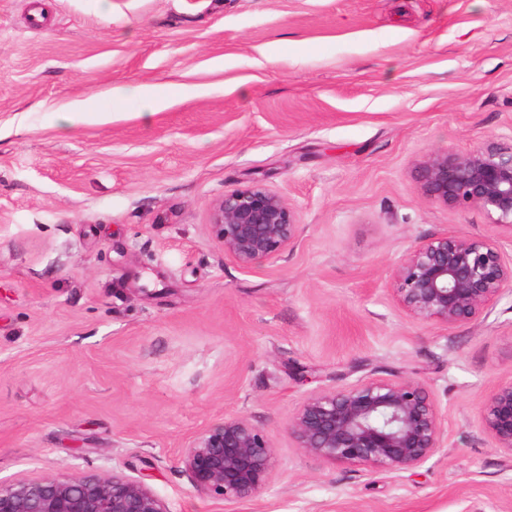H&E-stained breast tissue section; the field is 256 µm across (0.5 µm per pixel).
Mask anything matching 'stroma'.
<instances>
[{
	"label": "stroma",
	"instance_id": "35a3bbf8",
	"mask_svg": "<svg viewBox=\"0 0 512 512\" xmlns=\"http://www.w3.org/2000/svg\"><path fill=\"white\" fill-rule=\"evenodd\" d=\"M141 84L166 106L113 111ZM489 140L512 143V0H0V480L121 472L172 512H512V455L479 417L512 381V290L451 327L390 291L443 232L512 254V231L417 179ZM255 183L299 232L245 270L211 215ZM371 376L437 403L445 443L420 467L289 435L308 395ZM228 416L275 448L233 509L181 463Z\"/></svg>",
	"mask_w": 512,
	"mask_h": 512
}]
</instances>
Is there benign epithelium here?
Masks as SVG:
<instances>
[{
  "instance_id": "7a95c632",
  "label": "benign epithelium",
  "mask_w": 512,
  "mask_h": 512,
  "mask_svg": "<svg viewBox=\"0 0 512 512\" xmlns=\"http://www.w3.org/2000/svg\"><path fill=\"white\" fill-rule=\"evenodd\" d=\"M426 200L478 207L512 232V146L483 143L461 155L430 154L418 166ZM211 226L224 256L243 269L277 259L297 239L299 224L278 193L259 184L224 192ZM393 297L412 319L453 326L488 316L512 288V257L488 237L439 235L410 249L394 265ZM496 447L512 454V381L497 386L480 409ZM288 432L306 453L370 471L421 466L443 447L436 403L417 380L368 377L315 392L289 418ZM265 432L229 416L196 434L181 460L194 489L226 506L261 494L274 468ZM0 512H171L142 480L123 473H77L0 481Z\"/></svg>"
}]
</instances>
